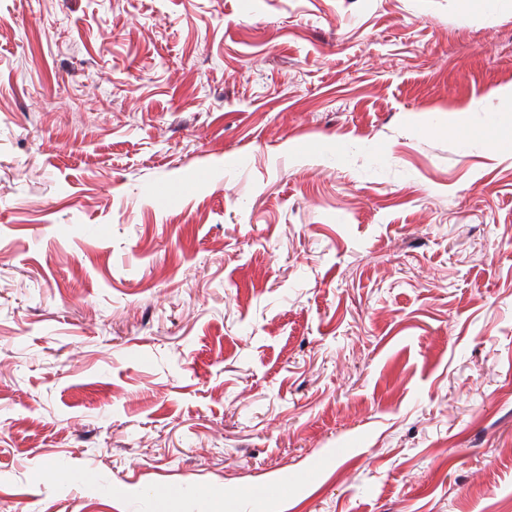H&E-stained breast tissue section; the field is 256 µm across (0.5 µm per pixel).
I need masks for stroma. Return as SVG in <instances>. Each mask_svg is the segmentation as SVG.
Masks as SVG:
<instances>
[{
    "instance_id": "obj_1",
    "label": "stroma",
    "mask_w": 512,
    "mask_h": 512,
    "mask_svg": "<svg viewBox=\"0 0 512 512\" xmlns=\"http://www.w3.org/2000/svg\"><path fill=\"white\" fill-rule=\"evenodd\" d=\"M509 88L512 0H0V512H512Z\"/></svg>"
}]
</instances>
